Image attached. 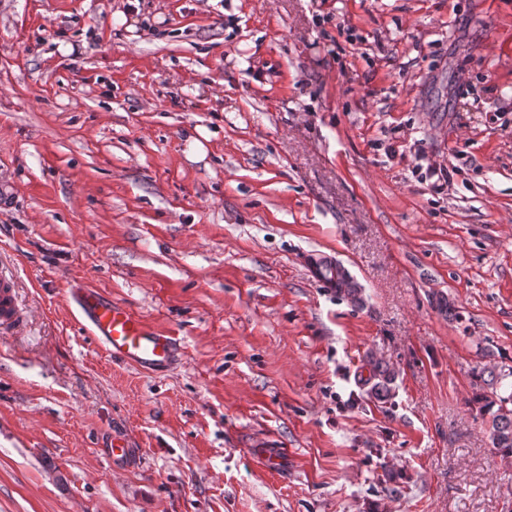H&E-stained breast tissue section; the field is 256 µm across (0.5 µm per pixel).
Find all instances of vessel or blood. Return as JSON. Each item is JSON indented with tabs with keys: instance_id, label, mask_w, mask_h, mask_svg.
<instances>
[{
	"instance_id": "1",
	"label": "vessel or blood",
	"mask_w": 512,
	"mask_h": 512,
	"mask_svg": "<svg viewBox=\"0 0 512 512\" xmlns=\"http://www.w3.org/2000/svg\"><path fill=\"white\" fill-rule=\"evenodd\" d=\"M80 323L93 341L112 358L144 370L168 367L176 352L173 336L148 327L123 305L87 288L71 289ZM20 308L10 279L0 277V325L18 322ZM103 457L113 464H131L138 453L114 437L102 448Z\"/></svg>"
}]
</instances>
